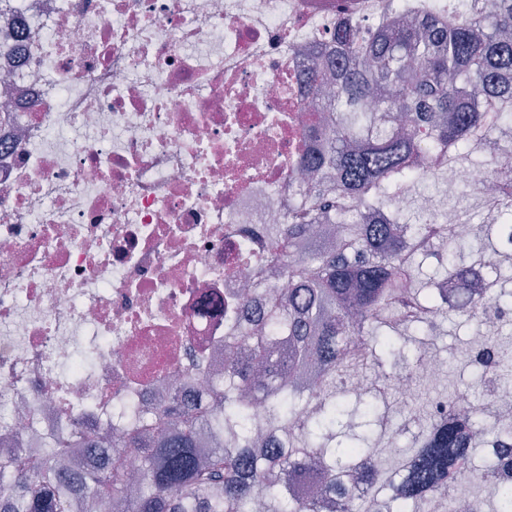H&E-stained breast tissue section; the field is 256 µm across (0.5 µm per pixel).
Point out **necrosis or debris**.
I'll return each mask as SVG.
<instances>
[{
	"label": "necrosis or debris",
	"instance_id": "obj_1",
	"mask_svg": "<svg viewBox=\"0 0 512 512\" xmlns=\"http://www.w3.org/2000/svg\"><path fill=\"white\" fill-rule=\"evenodd\" d=\"M386 4L0 0V452L115 435L223 368L248 240L318 140L310 62Z\"/></svg>",
	"mask_w": 512,
	"mask_h": 512
}]
</instances>
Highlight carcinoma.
<instances>
[{
    "mask_svg": "<svg viewBox=\"0 0 512 512\" xmlns=\"http://www.w3.org/2000/svg\"><path fill=\"white\" fill-rule=\"evenodd\" d=\"M477 2L459 0L437 26H338L336 71H312L333 99L326 115L309 116L321 139L306 162L312 176L333 169L336 178L307 186L288 223L258 242L290 288H272L256 271L264 316L224 338V373L203 403L160 405L110 439L78 428L50 448L0 456V512H254L258 484L263 512H407L436 496L456 500L466 477L489 493L474 495L473 512H512V462L476 467L480 423L451 397L410 415L412 446L388 467L371 439L384 422L377 395L348 381L353 366L374 370L388 392L393 371L426 353L420 344L407 355L413 331L443 317L481 321L491 301L512 308V290L491 277L512 254L486 233L512 217V171L494 166L495 134L512 127V0L476 18ZM447 164L494 181L488 194L463 184L443 200L470 224L476 195L491 217L466 247L455 226L391 206L400 193L439 197L436 174ZM450 276L460 282L455 306L442 288ZM499 350L490 338L480 361L468 362L492 408L512 389ZM260 404L266 430L255 431ZM301 480L312 486L304 498Z\"/></svg>",
    "mask_w": 512,
    "mask_h": 512,
    "instance_id": "cac0c4a2",
    "label": "carcinoma"
}]
</instances>
